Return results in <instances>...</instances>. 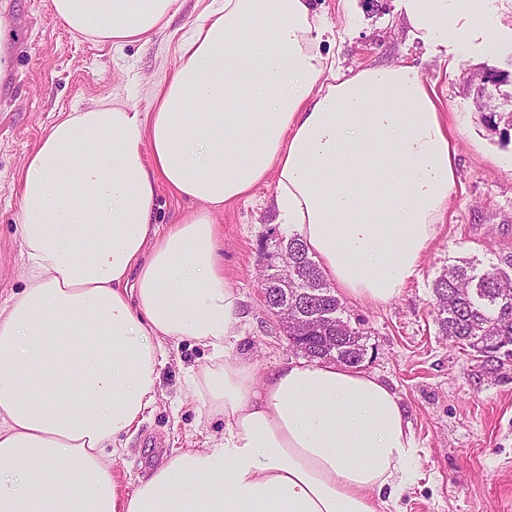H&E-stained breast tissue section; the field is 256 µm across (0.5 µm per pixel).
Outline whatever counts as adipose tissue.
I'll list each match as a JSON object with an SVG mask.
<instances>
[{"instance_id": "ef3b65f1", "label": "adipose tissue", "mask_w": 512, "mask_h": 512, "mask_svg": "<svg viewBox=\"0 0 512 512\" xmlns=\"http://www.w3.org/2000/svg\"><path fill=\"white\" fill-rule=\"evenodd\" d=\"M425 37L460 40L448 0ZM80 35L127 44L178 0H52ZM312 0H212L154 109L56 120L19 178L26 283L0 304V512H378L415 478L397 393L327 360L257 378L229 354L238 295L214 213L276 177L324 278L383 303L417 275L456 178L433 92L408 64L337 74ZM199 202L153 224L156 189ZM208 349L189 393L224 417L122 494L112 448L155 401L168 340Z\"/></svg>"}]
</instances>
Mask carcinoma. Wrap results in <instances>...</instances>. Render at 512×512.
Here are the masks:
<instances>
[{
    "label": "carcinoma",
    "mask_w": 512,
    "mask_h": 512,
    "mask_svg": "<svg viewBox=\"0 0 512 512\" xmlns=\"http://www.w3.org/2000/svg\"><path fill=\"white\" fill-rule=\"evenodd\" d=\"M291 266L298 287L288 289V305L295 311L296 325L307 336L302 346L308 359L325 358L358 366L366 355L363 332L353 328L341 317L340 300L326 287L319 266L309 257L306 244L298 235L286 240ZM306 288L325 293L327 302L336 309V334L322 338L308 322L309 311L301 295ZM436 299V320L439 331L478 354L486 369L494 372L503 361H512V278L503 268L493 264L481 273L473 264H452L433 283ZM500 348L498 359L485 355L488 340Z\"/></svg>",
    "instance_id": "obj_1"
}]
</instances>
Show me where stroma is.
Instances as JSON below:
<instances>
[{
	"instance_id": "1",
	"label": "stroma",
	"mask_w": 512,
	"mask_h": 512,
	"mask_svg": "<svg viewBox=\"0 0 512 512\" xmlns=\"http://www.w3.org/2000/svg\"><path fill=\"white\" fill-rule=\"evenodd\" d=\"M208 0H179L149 40L112 46L75 33L52 0H0L8 27L7 75L0 82V300L25 284L17 217L18 175L59 116L102 104L153 109L156 89L179 62V45ZM336 40L322 44L341 71L417 66L437 97L454 144L456 184L419 271L385 303L343 298L342 317L364 333L363 369L401 399L419 448L416 477L401 499L378 512H512V363L487 374L476 355L442 336L432 286L448 264L474 260L486 268L512 255V128L490 124L489 106L512 96V0H479L474 24L456 0L448 22L470 51L426 42L410 32L403 0H315ZM501 79L482 83L487 70ZM274 178L215 214L224 277L240 296V335L232 356L257 375L299 361L263 300L260 277L284 264L280 242L293 231L277 221ZM204 348L170 347L154 405L138 430L124 435L112 470L124 493L167 462L174 449L201 448L224 433L188 396L187 375L206 362Z\"/></svg>"
}]
</instances>
